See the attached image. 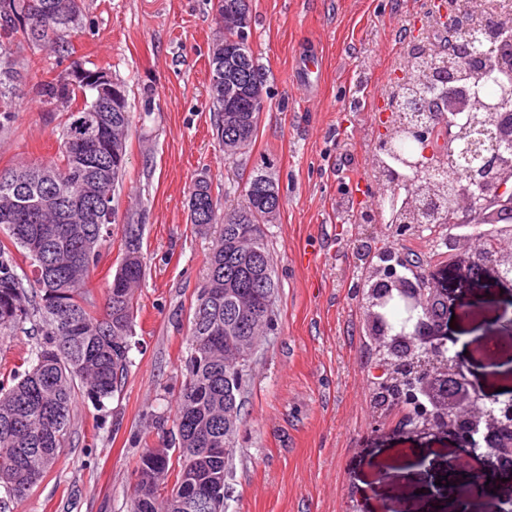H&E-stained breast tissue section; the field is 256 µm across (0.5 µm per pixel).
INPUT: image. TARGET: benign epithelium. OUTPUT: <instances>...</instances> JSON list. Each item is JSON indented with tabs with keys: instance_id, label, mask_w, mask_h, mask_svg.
Returning <instances> with one entry per match:
<instances>
[{
	"instance_id": "benign-epithelium-1",
	"label": "benign epithelium",
	"mask_w": 512,
	"mask_h": 512,
	"mask_svg": "<svg viewBox=\"0 0 512 512\" xmlns=\"http://www.w3.org/2000/svg\"><path fill=\"white\" fill-rule=\"evenodd\" d=\"M430 20H440L450 29L470 30L473 37L485 41L488 53L475 55L464 43L458 45L462 65L474 76H482L494 68L512 72V50H506L512 41L491 17L482 23L465 22L453 8V0H428L427 9L419 20L422 27ZM217 73L213 84L231 101L239 93L236 63L224 51V44L212 47ZM456 69L446 67L435 75L433 86L440 90L436 97L413 102L406 95H394L380 103L379 136L374 150L392 149L388 118L400 113L403 129L417 145L416 153L404 159V165L418 173L422 170L448 174V205L444 220L432 224L426 213L440 206L435 196L426 193L419 197V214L414 225L426 227L442 242L467 254L468 267L488 269L499 281L512 279V226L503 227V233L494 238L493 248H485L487 234L475 230L463 239L447 236L460 226L499 224L504 216H512V113L504 109L512 105V84L500 90V101L488 102L486 116L475 111L472 94L462 92L455 85ZM82 86L89 90L93 105L90 115L76 122L66 137L83 162L94 153L97 142L105 134L95 104L106 103L125 111V96L116 86L109 70H90L81 66L70 68L58 83L56 104L69 100L72 89ZM374 205L358 207L361 224L380 212L384 197L383 183L376 180ZM377 250V262L368 272L366 317L370 323L378 359L386 365L380 381L382 408L402 409L403 428L412 435L444 434L456 440L459 446L473 452L476 446L484 448L481 458L486 467L474 475L463 477L458 466L447 471L434 472V479L442 486L432 491L431 486H416L432 504L445 496L446 486L458 491L453 512H461L462 505L473 510L474 499L461 494L464 485L474 478L490 477L498 481L503 464L512 463V396H486L468 377L469 359L451 350L457 338L448 334V320L457 312V298L439 288L429 275L421 271L412 279L401 270L419 268L421 263L391 244L370 240ZM272 324L270 308H265L249 321L251 331L269 334ZM259 343L252 336L236 340L233 357L243 361L255 355Z\"/></svg>"
}]
</instances>
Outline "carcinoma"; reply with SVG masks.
<instances>
[{"instance_id": "1", "label": "carcinoma", "mask_w": 512, "mask_h": 512, "mask_svg": "<svg viewBox=\"0 0 512 512\" xmlns=\"http://www.w3.org/2000/svg\"><path fill=\"white\" fill-rule=\"evenodd\" d=\"M233 10L251 11V0H215V22L225 47L240 59L239 88L243 96L250 91L253 75L264 77L253 49L242 47L236 30L224 26V16ZM33 23L40 31L34 49L54 55L44 65L43 58L20 56L29 33L0 24V132L10 129L17 112L21 86L27 73L37 65L50 77L40 81L36 96L42 104L55 103V83L62 76L61 66L72 60L70 42L77 28L56 16L39 15ZM456 56L447 47L438 54H411L403 67L406 91L411 95H430L429 74ZM508 76L494 71L479 84L480 95L495 99ZM219 116L220 139L251 145L257 136L259 113H238L229 120L222 106L211 103ZM83 112H68L58 123V157L39 167L55 175L45 185L25 183L30 165L17 164L0 169V201L19 191L10 219L8 242L0 240V335L9 336L30 325L39 336L24 360L27 368L14 376L13 383H0V488L8 499L26 495L51 469L65 444L74 417L78 394L83 392L99 407L121 390L129 368L131 338L135 318V292L145 276L141 225H123L124 249L112 283L101 306L91 298L87 281L107 241L105 225L95 221L97 211L115 202L102 196L90 198L86 222L69 223L66 205L50 215L30 210L27 201L43 192L67 196L81 181L98 182L115 192L122 183L125 168L112 158L110 141L103 140L98 153L100 165L77 169L67 154L64 132ZM112 126V139L126 143L131 113L102 112ZM400 171L404 180L394 183L396 196L391 218L399 221L410 213L415 199L408 182L412 173L393 151L375 154L373 176ZM264 171L252 172L244 187V201L219 212L207 178L195 181L188 201L190 223L207 228L216 226L208 258L207 274L198 290L189 316L185 359V381L170 431L178 455L146 448L138 461L139 476L130 512H224V485L211 479L212 472H224V454H233V445H224V404L243 407L245 382L224 393V346L246 329L242 319L232 317L234 302L224 295L232 288L262 304L266 295L277 290L271 258L261 225L269 222L265 210V188L259 180ZM23 254L31 274L18 273L13 251ZM174 478L171 494L163 496L160 485Z\"/></svg>"}]
</instances>
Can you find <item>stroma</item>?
<instances>
[{"instance_id": "obj_1", "label": "stroma", "mask_w": 512, "mask_h": 512, "mask_svg": "<svg viewBox=\"0 0 512 512\" xmlns=\"http://www.w3.org/2000/svg\"><path fill=\"white\" fill-rule=\"evenodd\" d=\"M426 0H252L251 44L265 73L267 109L255 142L228 157L209 110L208 59L217 35L213 0H84L77 58L111 63L126 84L132 125L126 176L112 237L88 288L102 302L120 259L122 227H142L145 278L136 293L132 365L119 395L97 408L77 399L70 443L51 471L6 512H130L144 447L170 445L168 420L185 379L188 319L206 274L213 235L191 224L194 181L209 177L218 202L237 204L256 169L276 181L280 209L265 225L278 284L276 320L246 376L242 420L227 466L224 512H418L402 488L446 468L467 449L443 435L405 436L398 413L379 421L373 403L377 357L351 255L371 235L446 267L440 287L459 294L455 334L464 351L486 324L512 309V286L483 316H466L490 282L459 279L460 252L395 224H358L359 190L370 185L378 115L367 94L385 98L419 34ZM320 60L317 88L297 79ZM58 115L35 94L0 133V169L56 159ZM484 394L512 390V351L497 365L473 360Z\"/></svg>"}]
</instances>
